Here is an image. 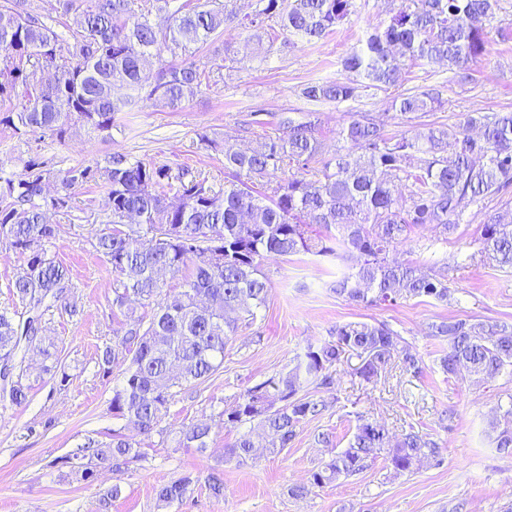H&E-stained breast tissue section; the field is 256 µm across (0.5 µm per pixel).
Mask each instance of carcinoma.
I'll return each instance as SVG.
<instances>
[{
  "label": "carcinoma",
  "instance_id": "carcinoma-1",
  "mask_svg": "<svg viewBox=\"0 0 512 512\" xmlns=\"http://www.w3.org/2000/svg\"><path fill=\"white\" fill-rule=\"evenodd\" d=\"M59 0L62 15H81L80 25L63 35L36 13L30 0H0V100L17 105L0 113V124L15 133L41 131L57 140L80 124L97 132L112 129L116 115L152 99L177 108L210 79L211 70L194 61L163 66L155 77L143 74L142 58L185 51L223 29L233 16L231 0ZM351 0H257L244 28L257 52L263 50L268 22L308 43L333 32L350 13ZM499 0H407L382 30L376 28L364 47L346 57L343 68L354 79L310 83L302 95L310 102H342L360 89H394L396 117L425 114L439 104L432 89L402 91L407 81L403 59L442 62L472 78L471 66L486 52V22ZM55 71L46 85H31L32 70ZM117 86L130 90L113 95ZM271 126L256 147L224 151V170L235 181L215 190L206 178L167 165L114 153L105 165L73 166L56 176L53 196L43 195L51 171L31 159L17 178L0 175V241L26 257L12 282L28 302L32 320L0 312V357H13L26 336V348L45 358L56 356L38 339L44 311L52 298L72 315L65 302L68 270L48 256L46 245L59 233L46 221L48 209H66L71 190L102 181L108 207L94 236V247L112 266V306L126 318L121 346L105 347L99 367L107 376L129 362L122 385L112 391V413L143 434L166 416L176 389L197 385L218 371L224 347L240 323L254 319L266 303L268 277L260 260L273 254L300 253L357 261L332 290L350 302L393 304L429 297L446 303L448 284L416 267L392 262L391 250L414 229L435 226L445 234L472 205L508 194L512 188V112L468 116L455 129L430 127L412 136L390 133L387 123L364 112L337 133L341 143L333 159H322L318 117L297 121L285 112L247 126ZM479 129L474 135L472 131ZM427 155L413 170L414 154ZM315 179L305 174L311 165ZM275 182L271 195L255 183ZM408 194H403L399 187ZM305 222H300V218ZM486 257L512 269V220L490 215L481 227ZM179 275L182 288L167 291L157 272ZM153 308L135 315L132 304ZM448 351L439 366L446 374L465 367L478 379L512 369V326H484L466 319H443L429 325ZM402 337L385 323L350 322L336 326L331 339L306 347L296 364L246 389L224 409V422L247 425L225 459L244 462L257 453L252 431L267 438L268 451L286 448L308 418L329 409L330 402L304 391L332 384L329 368L341 355L360 359L356 375L373 383L392 358L414 375L421 359L400 346ZM24 370L0 383V406L26 402ZM211 427L204 421L184 426L176 439L185 448L209 446ZM384 457L395 472H409L423 461L442 462V448L427 434L409 429L390 443L384 425L358 417L347 446L312 472L316 487L357 475ZM140 450L120 429L107 442L90 438L81 453L58 463L83 481L99 471L119 472L141 460ZM194 478L184 475L155 490L157 507L166 509L185 498Z\"/></svg>",
  "mask_w": 512,
  "mask_h": 512
}]
</instances>
